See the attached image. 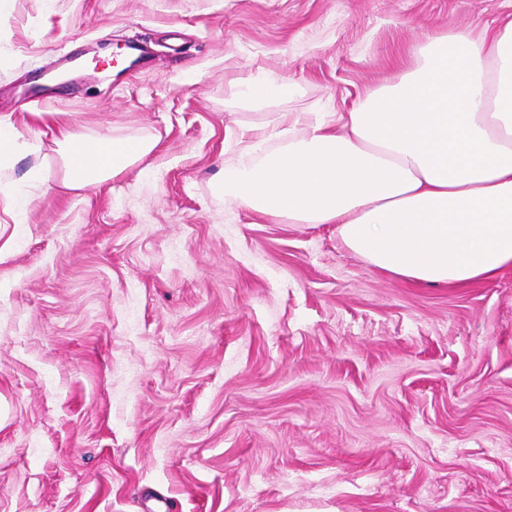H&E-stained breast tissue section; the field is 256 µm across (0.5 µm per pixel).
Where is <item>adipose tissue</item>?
Returning a JSON list of instances; mask_svg holds the SVG:
<instances>
[{
    "mask_svg": "<svg viewBox=\"0 0 512 512\" xmlns=\"http://www.w3.org/2000/svg\"><path fill=\"white\" fill-rule=\"evenodd\" d=\"M396 83L225 168V199L292 224H333L372 266L428 285L512 268V14L480 35L429 36ZM63 185L97 188L152 137L54 138Z\"/></svg>",
    "mask_w": 512,
    "mask_h": 512,
    "instance_id": "1",
    "label": "adipose tissue"
}]
</instances>
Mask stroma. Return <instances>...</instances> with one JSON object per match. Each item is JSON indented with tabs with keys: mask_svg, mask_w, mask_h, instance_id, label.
Segmentation results:
<instances>
[{
	"mask_svg": "<svg viewBox=\"0 0 512 512\" xmlns=\"http://www.w3.org/2000/svg\"><path fill=\"white\" fill-rule=\"evenodd\" d=\"M507 13L512 0H0V116L44 142L9 174L15 207L0 204V512H512V269L413 284L335 225L216 189L242 129L345 111L427 34ZM257 74L297 92L243 105ZM60 127L158 144L71 190Z\"/></svg>",
	"mask_w": 512,
	"mask_h": 512,
	"instance_id": "stroma-1",
	"label": "stroma"
}]
</instances>
